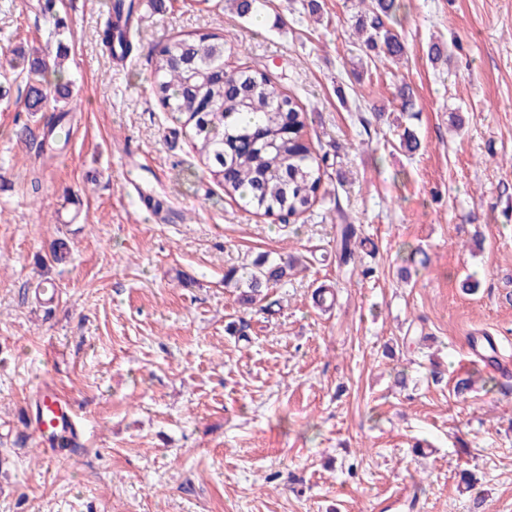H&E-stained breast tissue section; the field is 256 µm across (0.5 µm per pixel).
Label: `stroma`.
I'll return each mask as SVG.
<instances>
[{
  "label": "stroma",
  "mask_w": 512,
  "mask_h": 512,
  "mask_svg": "<svg viewBox=\"0 0 512 512\" xmlns=\"http://www.w3.org/2000/svg\"><path fill=\"white\" fill-rule=\"evenodd\" d=\"M140 2L120 61L106 0H0V47L65 46L73 88L53 129L0 87V512H512V358L469 350L512 345V0H402L397 63L363 56L351 0ZM208 32L333 163L289 222L225 195L154 96L151 56ZM344 221L371 242L348 261ZM260 254L290 268L245 305L224 273ZM468 373L502 386L459 399ZM44 384L78 425L51 458ZM61 428L75 429V417L70 404L43 386L36 389V410L33 432L38 446H51V434Z\"/></svg>",
  "instance_id": "stroma-1"
}]
</instances>
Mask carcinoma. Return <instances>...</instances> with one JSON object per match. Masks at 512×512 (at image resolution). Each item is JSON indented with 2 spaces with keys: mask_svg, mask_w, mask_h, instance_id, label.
<instances>
[{
  "mask_svg": "<svg viewBox=\"0 0 512 512\" xmlns=\"http://www.w3.org/2000/svg\"><path fill=\"white\" fill-rule=\"evenodd\" d=\"M233 3L238 14L256 16L265 0ZM359 4L356 24L365 35L361 50L400 60L405 46L393 29L399 0H359ZM135 11V0H112L101 30L103 47L119 60L134 48ZM6 62L12 74L25 82V111L44 112L47 105L72 97L70 83L60 78L52 90H44L48 69L41 57L14 47ZM151 69L159 103L191 129L195 153L225 194L285 222L311 209L327 175V156L302 141L305 110L293 97L279 93L265 70L248 67L223 75L224 36L217 33L170 40L153 56ZM356 236L353 225L341 226V253L353 255ZM287 269L288 265L260 255L229 269L224 283L244 288V300L254 302L262 289L281 281Z\"/></svg>",
  "mask_w": 512,
  "mask_h": 512,
  "instance_id": "1",
  "label": "carcinoma"
}]
</instances>
